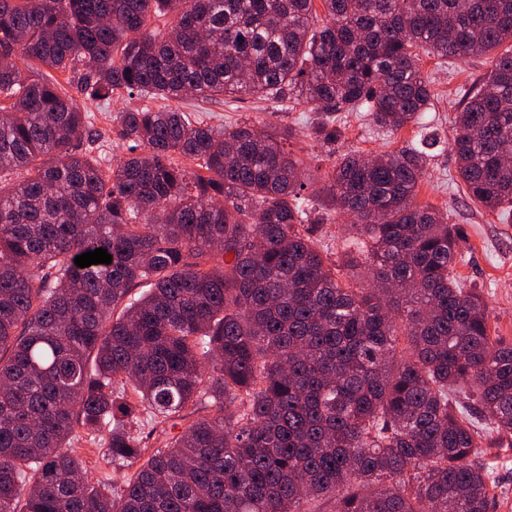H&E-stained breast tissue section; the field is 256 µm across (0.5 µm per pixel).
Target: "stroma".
I'll list each match as a JSON object with an SVG mask.
<instances>
[{"label":"stroma","mask_w":512,"mask_h":512,"mask_svg":"<svg viewBox=\"0 0 512 512\" xmlns=\"http://www.w3.org/2000/svg\"><path fill=\"white\" fill-rule=\"evenodd\" d=\"M490 65L486 57L455 60L421 55L419 67L430 80L432 94V109L426 114L427 126L438 142L418 188L417 200L447 211L449 223L462 225L465 234L462 260L454 272L464 287L482 293L492 309V334L512 339V218L502 219L470 200L462 189L455 158L449 148L454 133L452 119L461 107L463 95ZM146 103L145 97L123 93L103 104L89 106L91 127L102 135L101 151L105 160L121 157L129 148L128 142L120 136L118 126L111 122V115L143 107ZM182 104L188 112L216 128L261 117L271 123L299 129L315 116L310 105L304 103L292 102L282 107L249 95L237 100L232 108L221 101H205L197 97L183 99ZM341 132L338 152L356 151L374 157L411 143L418 128L410 125L386 136L374 130L366 114L347 112L341 120ZM491 446L487 462L495 485L494 512H512V434L493 437ZM76 454L91 478L101 480L115 492L123 486L128 468L107 464L99 448L81 443Z\"/></svg>","instance_id":"stroma-1"}]
</instances>
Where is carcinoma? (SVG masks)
Here are the masks:
<instances>
[{"instance_id":"carcinoma-1","label":"carcinoma","mask_w":512,"mask_h":512,"mask_svg":"<svg viewBox=\"0 0 512 512\" xmlns=\"http://www.w3.org/2000/svg\"><path fill=\"white\" fill-rule=\"evenodd\" d=\"M0 0V512H493L482 436L512 432V341L454 277L462 234L416 201L429 155H336L340 112L394 133L431 106L420 53L497 52L452 123L470 198L512 207V0ZM173 14L175 24L154 20ZM50 69L35 77L22 67ZM252 95L306 131L146 105ZM307 135L337 157L322 211ZM336 214L355 250L330 263ZM103 248L109 264L80 268ZM148 290L133 298L134 289ZM193 418L146 452L140 425ZM134 466L122 492L73 444ZM64 85L66 91L77 101L81 107H85L88 113L91 115L92 124L91 129H95L102 134L100 143L102 154L107 161L111 163L113 158H119L124 154L128 153L129 144L119 135V128L116 124L111 122V115H115L117 112L131 110L134 108L144 107L146 104L155 105L154 100H150L143 96H139L136 93L129 95L126 92H122L120 95L116 94L112 97V100L105 102L100 105H91L89 102H84L82 96L79 94L76 88V80L72 84H67L66 78L70 77L71 74L61 75L57 72H52ZM287 147L288 150L293 151L299 157L304 159L306 163H310L312 167H315V169L317 166H320L322 167V171H324L331 166L332 162L318 161V159L324 157V153L322 152L320 145L310 138L305 136L296 137L288 143ZM344 224H352L346 216L336 215V221L332 224H325L320 229L318 238L324 249V256L327 252V257L330 261H336L341 255L342 241L341 237L344 231Z\"/></svg>"}]
</instances>
